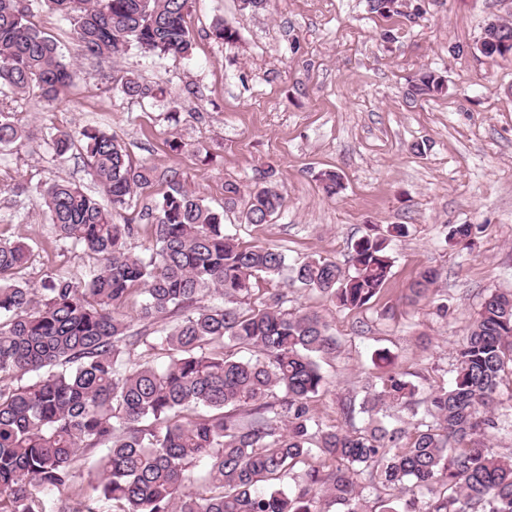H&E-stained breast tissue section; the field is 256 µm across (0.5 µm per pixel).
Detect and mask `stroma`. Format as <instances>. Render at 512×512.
<instances>
[{
    "label": "stroma",
    "mask_w": 512,
    "mask_h": 512,
    "mask_svg": "<svg viewBox=\"0 0 512 512\" xmlns=\"http://www.w3.org/2000/svg\"><path fill=\"white\" fill-rule=\"evenodd\" d=\"M412 18L380 16L367 0H273L269 10L241 14L237 0H192V57L160 61L131 48L109 58L81 53L72 27L45 8L36 22L53 36L75 83L53 104L35 96L5 103L36 138L0 151V217H21L0 234L29 243L21 277L42 290L63 268L85 278L92 264L59 240L37 193L66 179L96 190L78 152L56 158L43 142L60 130L96 126L111 133L133 161L177 173L183 185L223 213L228 233L247 244L276 245L288 263L326 258L348 265L366 235L406 225L392 241V276L371 302L341 310L319 294L263 281L254 302L288 291L293 308L318 311L338 340L320 358L326 379L314 406L325 424L346 429L345 407L379 374L376 351L422 387L449 386L467 327L492 290H512V62L467 52L488 20L512 22V0H411ZM237 29L225 46L210 31L217 20ZM447 79L427 99L408 93L423 68ZM170 88L166 98L136 100L123 78ZM185 143L182 151L172 142ZM273 167L284 194L280 214L247 224L242 205L224 200V183L252 187L255 170ZM340 174L326 197L321 172ZM476 225L472 248L447 242L450 226ZM439 274L432 293L406 294L420 272ZM447 303V316L436 311Z\"/></svg>",
    "instance_id": "1"
}]
</instances>
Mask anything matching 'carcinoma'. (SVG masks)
Segmentation results:
<instances>
[{
    "label": "carcinoma",
    "mask_w": 512,
    "mask_h": 512,
    "mask_svg": "<svg viewBox=\"0 0 512 512\" xmlns=\"http://www.w3.org/2000/svg\"><path fill=\"white\" fill-rule=\"evenodd\" d=\"M40 0H0V94L35 95L50 103L76 76L56 42L34 20ZM73 26L87 56L110 57L134 47L157 59L189 57L195 41L186 17L191 0H46ZM383 17L404 14L405 0H368ZM512 23L494 19L482 35L486 56L512 57ZM211 35L231 46L236 29L218 20ZM445 78L424 69L409 81L416 98L443 91ZM120 90L157 99L166 89L135 78ZM16 113L0 107V147L30 138ZM57 158L74 149L86 158L98 194L69 181L39 190L59 239L93 259L87 277L48 275L45 293L20 282L30 245L0 235V512H69L62 495L74 489L76 463L103 447L87 471L82 512H367L362 490L375 492L374 512H512V455L494 452L481 436L499 428L493 402L512 374V291L494 290L470 323L450 387L418 398L419 385L391 371L381 390L349 403L363 425L342 431L324 424L314 398L325 386L315 354L336 351V337L317 311L288 308L273 293L251 303L261 278L291 270L295 284L354 310L366 306L391 277L389 237L364 236L348 272L313 258L288 268L269 245H244L226 233L224 216L184 187L175 174L134 163L107 131H58L46 141ZM260 172L242 212L265 224L283 195ZM164 179L168 190L138 218L150 229L148 255L127 240L139 225L118 221L138 191ZM323 192L338 193L341 177L321 175ZM472 224L450 228L467 243ZM437 282L422 272L408 299L424 298ZM143 296L138 320L120 307ZM213 301L200 304L203 297ZM174 318L163 335L151 326ZM143 347L168 362L127 359ZM252 352L251 357L237 351ZM424 404L408 431L382 417L385 404ZM307 468L297 471L299 465ZM294 476L296 488L286 485ZM201 485L204 491L195 489Z\"/></svg>",
    "instance_id": "carcinoma-1"
}]
</instances>
